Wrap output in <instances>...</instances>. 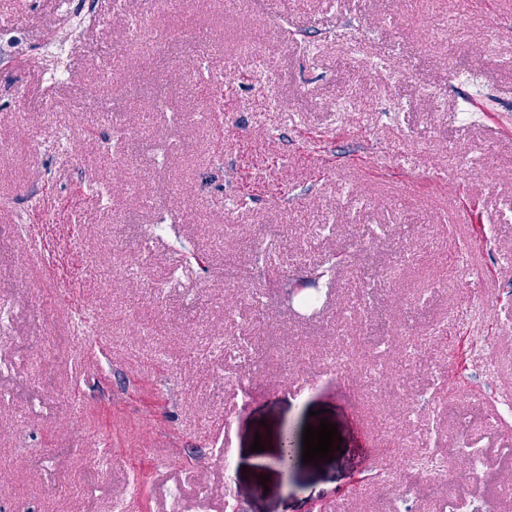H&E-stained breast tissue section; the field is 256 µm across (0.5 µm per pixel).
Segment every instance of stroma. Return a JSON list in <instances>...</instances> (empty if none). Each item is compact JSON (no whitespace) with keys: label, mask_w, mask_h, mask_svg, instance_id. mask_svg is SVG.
<instances>
[{"label":"stroma","mask_w":512,"mask_h":512,"mask_svg":"<svg viewBox=\"0 0 512 512\" xmlns=\"http://www.w3.org/2000/svg\"><path fill=\"white\" fill-rule=\"evenodd\" d=\"M92 2L101 24L47 57L63 0H0L12 20L0 26V138L42 146L0 157V300L15 305L0 330L14 362L0 372V512H85L75 475L107 449L95 512H113L132 484L128 512H171L199 483L202 512H225L228 483L253 489L243 512H369L377 461L400 469L427 443L444 462L433 483L457 477L468 512H512V222L498 220L512 202V0L465 12L457 0ZM132 17L172 40L161 58L130 38ZM163 87L186 121L184 150L118 162L89 94L119 99L128 129L153 137L162 129L145 116ZM37 168L51 173L38 186ZM36 186L43 207L72 203L66 219L20 223ZM372 224L391 235L366 237ZM143 234L146 271L125 278L135 259L124 244ZM471 239L472 268L456 267ZM319 267L332 281L309 313L288 281ZM370 268L379 296L367 311ZM421 290L437 324L467 315L458 353L429 327L404 333ZM251 293L266 300L258 335L287 337L288 365L266 355L248 368L213 344L215 331L232 338ZM346 305L350 323L395 326L386 362L398 376L413 368L407 386L425 401L353 402L316 386ZM324 419L343 438L332 461L282 471L281 432L299 438ZM383 421L395 443L375 436ZM49 456L74 475L64 491L30 465Z\"/></svg>","instance_id":"35a3bbf8"}]
</instances>
